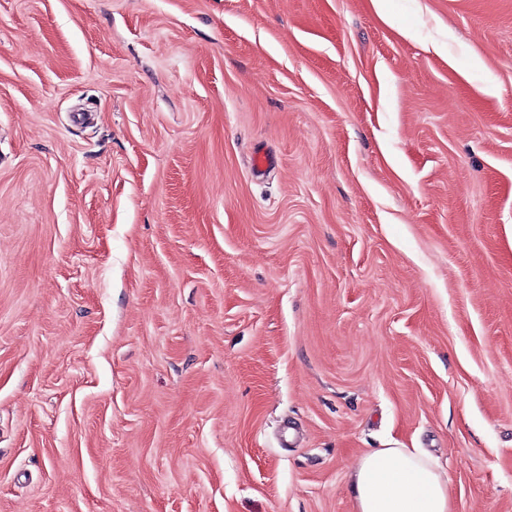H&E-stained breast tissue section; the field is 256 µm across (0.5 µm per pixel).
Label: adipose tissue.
I'll return each instance as SVG.
<instances>
[{
	"label": "adipose tissue",
	"instance_id": "obj_1",
	"mask_svg": "<svg viewBox=\"0 0 512 512\" xmlns=\"http://www.w3.org/2000/svg\"><path fill=\"white\" fill-rule=\"evenodd\" d=\"M357 512H451L448 480L416 448H376L349 477Z\"/></svg>",
	"mask_w": 512,
	"mask_h": 512
}]
</instances>
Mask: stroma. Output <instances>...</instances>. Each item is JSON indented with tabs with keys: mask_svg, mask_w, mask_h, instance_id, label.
<instances>
[{
	"mask_svg": "<svg viewBox=\"0 0 512 512\" xmlns=\"http://www.w3.org/2000/svg\"><path fill=\"white\" fill-rule=\"evenodd\" d=\"M375 448L512 512V0H0V512Z\"/></svg>",
	"mask_w": 512,
	"mask_h": 512,
	"instance_id": "1",
	"label": "stroma"
}]
</instances>
